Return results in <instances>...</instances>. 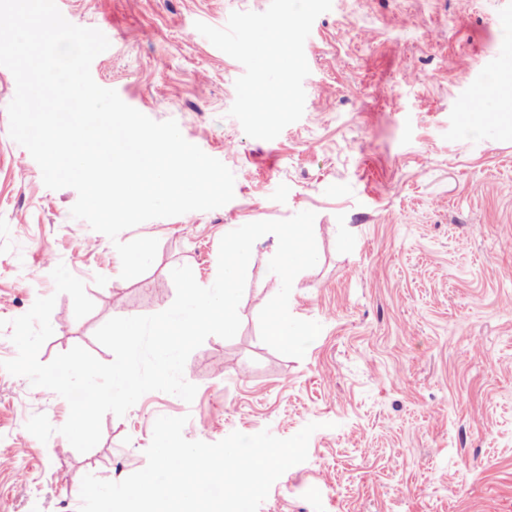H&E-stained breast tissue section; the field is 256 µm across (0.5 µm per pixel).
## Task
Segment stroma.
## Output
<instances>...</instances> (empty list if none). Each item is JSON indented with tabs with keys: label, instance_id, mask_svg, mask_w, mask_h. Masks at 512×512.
<instances>
[{
	"label": "stroma",
	"instance_id": "35a3bbf8",
	"mask_svg": "<svg viewBox=\"0 0 512 512\" xmlns=\"http://www.w3.org/2000/svg\"><path fill=\"white\" fill-rule=\"evenodd\" d=\"M270 0H57L109 48L94 81L234 174V197L209 211L156 218L117 240L72 218L73 188H47L9 135L15 79L0 66V362L17 349L7 323L55 296L47 363L95 338L109 319L174 302L173 269L217 276L220 241L251 222L314 212L315 267L299 273L289 311L321 324L304 357L261 339L259 314L280 289L275 235L253 245L231 339L188 357L192 402L153 391L106 413L99 443L76 451L59 432L69 405L33 396L0 369V512H79L85 475L119 482L147 464L158 417L183 436L289 438L313 423L305 462L272 485L259 512H512V0H332L304 45L302 118L278 137L245 134L229 110L244 67L195 35ZM499 81L494 115L471 127L464 105ZM157 239L152 266L121 278L115 242ZM65 265L92 312L78 318L51 277ZM36 414L48 441L26 429Z\"/></svg>",
	"mask_w": 512,
	"mask_h": 512
}]
</instances>
